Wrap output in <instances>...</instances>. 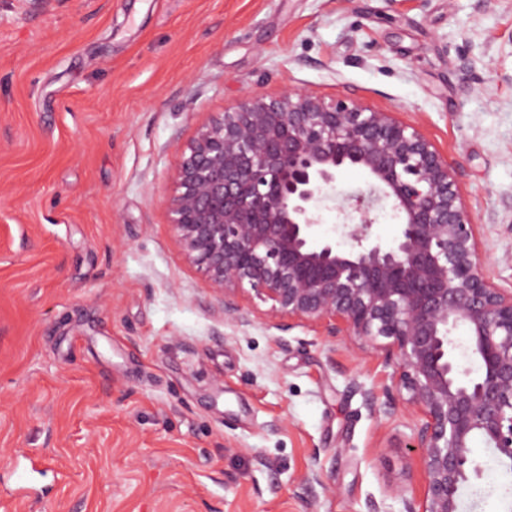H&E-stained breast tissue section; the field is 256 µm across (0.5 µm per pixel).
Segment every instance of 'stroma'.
Segmentation results:
<instances>
[{
  "label": "stroma",
  "instance_id": "stroma-1",
  "mask_svg": "<svg viewBox=\"0 0 512 512\" xmlns=\"http://www.w3.org/2000/svg\"><path fill=\"white\" fill-rule=\"evenodd\" d=\"M290 87L421 129L512 287V0H0V512L418 492L396 365L252 293L226 321L169 222L179 147Z\"/></svg>",
  "mask_w": 512,
  "mask_h": 512
}]
</instances>
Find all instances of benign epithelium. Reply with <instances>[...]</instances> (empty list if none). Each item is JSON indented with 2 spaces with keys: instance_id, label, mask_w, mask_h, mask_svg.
<instances>
[{
  "instance_id": "7a95c632",
  "label": "benign epithelium",
  "mask_w": 512,
  "mask_h": 512,
  "mask_svg": "<svg viewBox=\"0 0 512 512\" xmlns=\"http://www.w3.org/2000/svg\"><path fill=\"white\" fill-rule=\"evenodd\" d=\"M346 167L368 183L342 195L340 250L313 227ZM175 182L170 224L224 319L243 318L237 298L251 290L270 303L266 316L399 364L392 383L417 413L409 447L423 478L403 512H460V490L480 472L477 439L512 462V288L484 269L455 169L424 133L348 97L286 90L203 125ZM385 200L402 217L389 243L371 234Z\"/></svg>"
}]
</instances>
